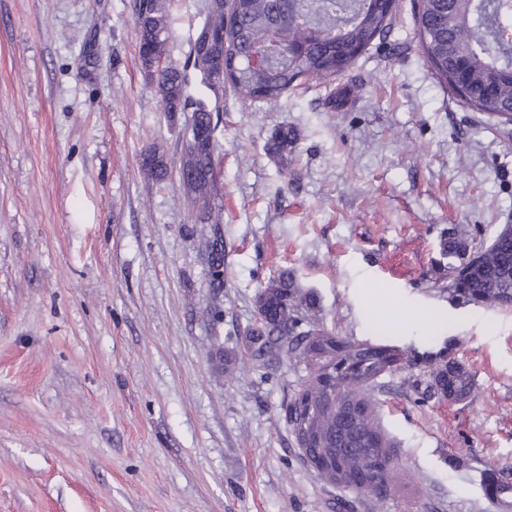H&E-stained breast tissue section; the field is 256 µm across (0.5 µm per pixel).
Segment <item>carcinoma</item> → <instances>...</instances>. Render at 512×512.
Returning a JSON list of instances; mask_svg holds the SVG:
<instances>
[{"instance_id":"cac0c4a2","label":"carcinoma","mask_w":512,"mask_h":512,"mask_svg":"<svg viewBox=\"0 0 512 512\" xmlns=\"http://www.w3.org/2000/svg\"><path fill=\"white\" fill-rule=\"evenodd\" d=\"M169 0H135L134 23L138 31V54L142 65L157 76L162 110L188 112V136L183 143L187 168L184 187L202 202V252L213 288V316L222 317L220 296L224 288V229L220 216L209 210L207 188L215 181L217 104L203 94L215 89L214 79L230 70L236 92L251 100L279 101L302 81L327 84L342 75L336 54L350 65L377 38L391 28L394 0H233L224 8L210 10L205 26L212 40L194 39L183 66L165 64L169 50ZM416 24L422 52L434 73L454 88L463 101L478 112L493 115L512 110V0H418ZM206 132L202 141L196 132ZM295 134L281 127L269 142L270 152L288 156ZM464 244L448 241L443 251L452 259L449 268L459 271L465 282L460 296L480 297L503 308L512 306V236L499 233L485 249L486 270L460 267L453 260ZM258 306L269 314L272 325L264 343L293 358L311 362L309 380L285 405V417L296 439H310L320 448L316 458L336 454V468L320 475L346 484L379 460L396 451L380 430L372 403L360 388L374 383L401 360L395 349L371 343L343 345L342 359L356 368L336 373L324 364L337 354L340 337L321 328L301 327L297 312L314 308V298L301 292L294 274L281 272L261 289ZM471 372L450 361L434 377L436 393L446 389L466 396ZM302 401V418L292 419L290 407Z\"/></svg>"}]
</instances>
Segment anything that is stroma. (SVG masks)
Here are the masks:
<instances>
[{
	"label": "stroma",
	"instance_id": "1",
	"mask_svg": "<svg viewBox=\"0 0 512 512\" xmlns=\"http://www.w3.org/2000/svg\"><path fill=\"white\" fill-rule=\"evenodd\" d=\"M209 0H172L182 65ZM393 24L328 85L220 94L224 315L133 0H0V512H500L512 484V309L451 289L442 239L512 224V124L465 105ZM287 158L269 153L280 127ZM160 148L163 175L142 166ZM311 323L403 350L366 391L395 445L387 497L323 480L283 407L306 361L240 354L283 270ZM473 375L436 395L443 355Z\"/></svg>",
	"mask_w": 512,
	"mask_h": 512
}]
</instances>
